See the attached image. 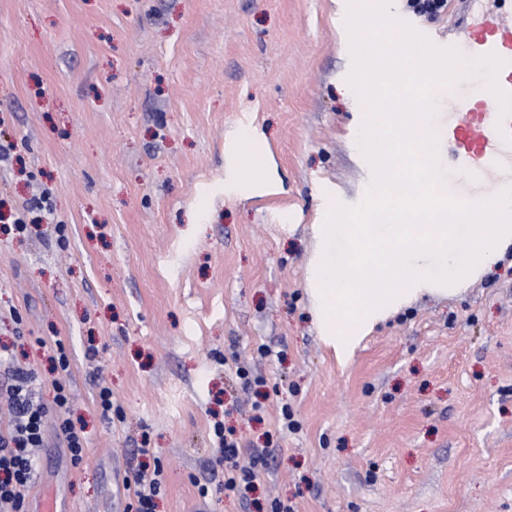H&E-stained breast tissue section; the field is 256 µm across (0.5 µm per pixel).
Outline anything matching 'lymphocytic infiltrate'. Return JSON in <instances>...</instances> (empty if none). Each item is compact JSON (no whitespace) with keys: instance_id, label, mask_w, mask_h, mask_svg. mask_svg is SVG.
I'll list each match as a JSON object with an SVG mask.
<instances>
[{"instance_id":"lymphocytic-infiltrate-1","label":"lymphocytic infiltrate","mask_w":512,"mask_h":512,"mask_svg":"<svg viewBox=\"0 0 512 512\" xmlns=\"http://www.w3.org/2000/svg\"><path fill=\"white\" fill-rule=\"evenodd\" d=\"M39 376L35 370L17 365L9 346L0 347V383L4 384L11 406L6 430L0 432V512H27V494L37 478L35 451L44 447L45 417L53 415L54 432L62 441L72 462L83 459L87 438L70 417L71 395L62 384H55L52 407L34 402L33 391ZM214 436L224 459V487L247 496L267 467L269 452L254 450L250 465H240V441L234 429L215 423Z\"/></svg>"}]
</instances>
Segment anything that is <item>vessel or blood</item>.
<instances>
[{
  "label": "vessel or blood",
  "instance_id": "vessel-or-blood-1",
  "mask_svg": "<svg viewBox=\"0 0 512 512\" xmlns=\"http://www.w3.org/2000/svg\"><path fill=\"white\" fill-rule=\"evenodd\" d=\"M448 46L476 59L492 54L501 62L481 99L457 91L449 95L439 125L456 152L448 185L459 199L477 204L487 200L489 186L504 185L502 172L512 167V16L486 14L463 38L449 37Z\"/></svg>",
  "mask_w": 512,
  "mask_h": 512
}]
</instances>
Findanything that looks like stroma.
<instances>
[{"label":"stroma","instance_id":"obj_1","mask_svg":"<svg viewBox=\"0 0 512 512\" xmlns=\"http://www.w3.org/2000/svg\"><path fill=\"white\" fill-rule=\"evenodd\" d=\"M349 0H0V344L44 379L61 342L80 465L55 434L35 491L126 512L152 448L155 512H512V246L423 294L345 360L307 292L325 201L352 208L366 108ZM260 171L244 178L242 136ZM53 216L11 229L37 190ZM268 346L259 418L234 361ZM112 390V419L96 409ZM289 403L301 429L281 431ZM271 447L248 501L215 422Z\"/></svg>","mask_w":512,"mask_h":512}]
</instances>
